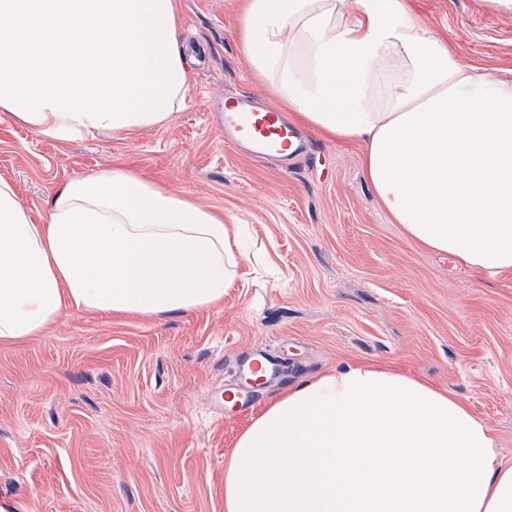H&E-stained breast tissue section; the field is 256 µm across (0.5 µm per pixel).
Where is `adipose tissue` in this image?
<instances>
[{
	"mask_svg": "<svg viewBox=\"0 0 512 512\" xmlns=\"http://www.w3.org/2000/svg\"><path fill=\"white\" fill-rule=\"evenodd\" d=\"M178 0H0V116L59 143L163 124L189 91ZM251 71L298 124L361 149L403 234L512 270V80L407 0H242ZM240 227L117 163L34 222L0 178V343L66 309L161 320L219 304ZM224 512H512V463L448 389L348 362L273 399L224 457Z\"/></svg>",
	"mask_w": 512,
	"mask_h": 512,
	"instance_id": "ef3b65f1",
	"label": "adipose tissue"
}]
</instances>
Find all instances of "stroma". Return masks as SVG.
<instances>
[{"label":"stroma","instance_id":"1","mask_svg":"<svg viewBox=\"0 0 512 512\" xmlns=\"http://www.w3.org/2000/svg\"><path fill=\"white\" fill-rule=\"evenodd\" d=\"M466 62L512 79V12L409 0ZM238 0H180L196 63L183 109L124 137L67 144L0 120V177L40 219L66 181L123 161L245 227L223 304L157 322L64 310L0 343V498L25 512H224V455L277 394L347 361L422 376L464 400L512 460V271L479 275L390 223L353 144L311 133L291 167L226 145L228 92L265 99L236 38ZM279 370L224 403L257 345Z\"/></svg>","mask_w":512,"mask_h":512}]
</instances>
